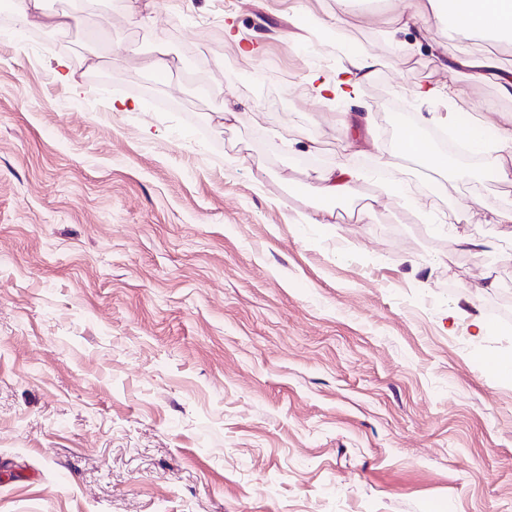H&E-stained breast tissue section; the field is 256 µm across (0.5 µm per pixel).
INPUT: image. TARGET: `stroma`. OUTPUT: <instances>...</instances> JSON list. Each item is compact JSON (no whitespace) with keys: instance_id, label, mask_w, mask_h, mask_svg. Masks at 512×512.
<instances>
[{"instance_id":"obj_1","label":"stroma","mask_w":512,"mask_h":512,"mask_svg":"<svg viewBox=\"0 0 512 512\" xmlns=\"http://www.w3.org/2000/svg\"><path fill=\"white\" fill-rule=\"evenodd\" d=\"M425 2L372 0L334 32L382 60L350 151L347 103L305 90L349 59L316 38L333 0H45L76 22L0 20V512H512V381L492 367L512 360L492 313L512 187L488 165L445 175L438 149L374 165L403 132L396 90L414 118L512 114L442 67L512 68V41L450 38ZM450 78L461 97L416 98ZM342 159L361 179L307 223ZM443 67L448 73L454 72L456 67L472 69L486 81L493 83L502 96L512 98V70L501 67L497 57L491 53L457 57L448 64H443Z\"/></svg>"}]
</instances>
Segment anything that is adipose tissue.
<instances>
[{
	"label": "adipose tissue",
	"mask_w": 512,
	"mask_h": 512,
	"mask_svg": "<svg viewBox=\"0 0 512 512\" xmlns=\"http://www.w3.org/2000/svg\"><path fill=\"white\" fill-rule=\"evenodd\" d=\"M428 4L434 14L446 20L458 39L512 37V0H428ZM380 65L381 60L377 55L362 51L352 55L347 66L338 71L333 79L323 80L313 73L308 80L315 83L317 93H332L354 101L357 111L350 114L346 121L347 127L351 128L365 120L361 113L364 103L358 98V89L372 79ZM459 67L476 71L486 81L493 83L502 96L512 98V70L501 67L495 55H465L454 58L447 65L451 72ZM483 128L481 119L471 120L469 134L472 145L477 151L494 154L499 181L511 185L512 117L496 126L493 140L483 138ZM360 177L359 171L344 164L321 173L316 192L320 205L313 218L314 223H326L334 214L335 202L346 195Z\"/></svg>",
	"instance_id": "obj_1"
}]
</instances>
